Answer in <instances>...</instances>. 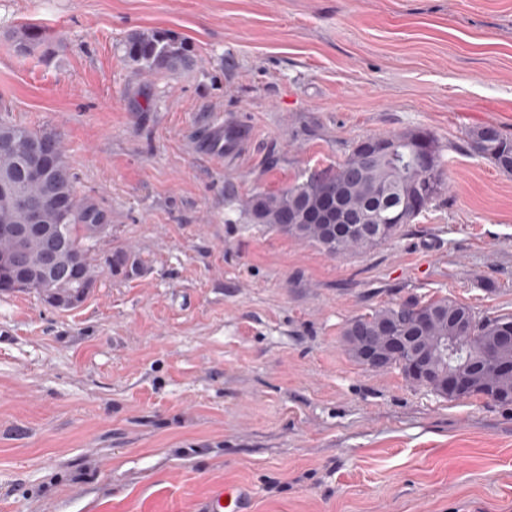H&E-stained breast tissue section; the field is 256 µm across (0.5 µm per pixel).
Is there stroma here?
I'll return each instance as SVG.
<instances>
[{
	"label": "stroma",
	"mask_w": 512,
	"mask_h": 512,
	"mask_svg": "<svg viewBox=\"0 0 512 512\" xmlns=\"http://www.w3.org/2000/svg\"><path fill=\"white\" fill-rule=\"evenodd\" d=\"M49 36L28 57L11 31ZM190 41L163 75L134 31ZM0 109L57 130L106 216L78 307L0 292V512H512V406L445 399L357 362L354 318L445 296L512 314V0H0ZM217 115L233 158L199 143ZM430 132L447 189L371 249L331 256L246 205L369 136ZM125 248L145 263L113 275ZM125 58L152 75L189 69L194 49L185 38L169 31L136 32L124 43ZM470 149L504 173L512 174V138L492 126L473 128L468 133ZM197 512H249L248 498L238 486H219Z\"/></svg>",
	"instance_id": "35a3bbf8"
}]
</instances>
